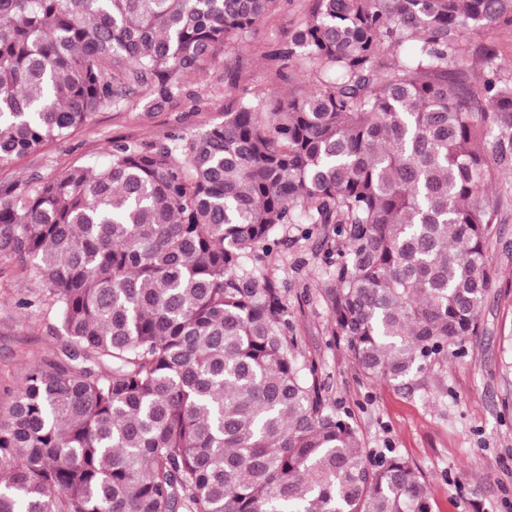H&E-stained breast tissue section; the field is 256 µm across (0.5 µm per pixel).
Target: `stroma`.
Listing matches in <instances>:
<instances>
[{"label":"stroma","instance_id":"1","mask_svg":"<svg viewBox=\"0 0 512 512\" xmlns=\"http://www.w3.org/2000/svg\"><path fill=\"white\" fill-rule=\"evenodd\" d=\"M312 0H277L253 30L217 52L213 66L188 76L183 96L145 112L137 97L105 106L68 138L0 163V184L32 190L74 165L101 166L116 143L143 147L176 133L195 134L222 122L229 99L259 94L262 111L276 100L303 94L312 81L300 62L282 63L294 28ZM495 45L503 70H512V27L471 34L463 60L480 71V45ZM238 81L229 85L226 71ZM499 203L487 256L497 270L484 304L481 330L464 355L428 364L401 381H366L332 335L323 301L329 286L324 262L339 247L331 225H287L281 242L259 265V280L276 283L298 339L302 360L312 361L336 411L350 413L362 445L405 457L427 491L432 512H512V169L489 191ZM54 312L39 277L0 261V389L18 386L26 362L53 350Z\"/></svg>","mask_w":512,"mask_h":512}]
</instances>
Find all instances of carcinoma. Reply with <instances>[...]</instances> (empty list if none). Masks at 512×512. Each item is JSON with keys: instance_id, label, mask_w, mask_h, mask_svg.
Masks as SVG:
<instances>
[{"instance_id": "cac0c4a2", "label": "carcinoma", "mask_w": 512, "mask_h": 512, "mask_svg": "<svg viewBox=\"0 0 512 512\" xmlns=\"http://www.w3.org/2000/svg\"><path fill=\"white\" fill-rule=\"evenodd\" d=\"M277 0H0V162L136 93L146 111ZM512 0H313L277 52L313 87L266 118L112 146L33 191L0 188V259L36 270L59 345L0 413V512H431L301 360L282 292L246 260L332 224L325 303L368 381L479 333L512 168V72L467 36Z\"/></svg>"}]
</instances>
